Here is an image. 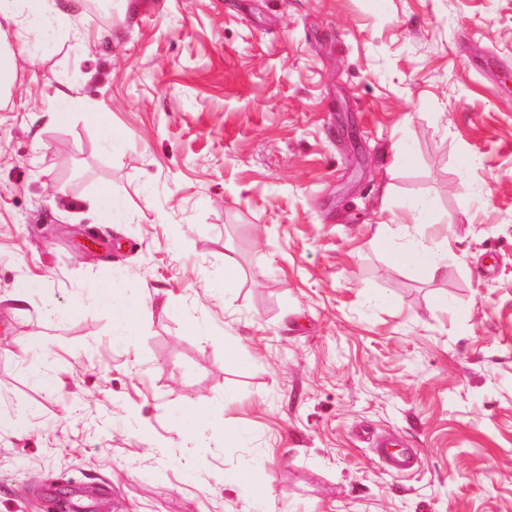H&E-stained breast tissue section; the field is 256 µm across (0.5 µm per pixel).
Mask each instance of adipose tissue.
Returning <instances> with one entry per match:
<instances>
[{
	"label": "adipose tissue",
	"mask_w": 512,
	"mask_h": 512,
	"mask_svg": "<svg viewBox=\"0 0 512 512\" xmlns=\"http://www.w3.org/2000/svg\"><path fill=\"white\" fill-rule=\"evenodd\" d=\"M85 0H0V19L12 23L31 42L45 37L81 41L78 19Z\"/></svg>",
	"instance_id": "obj_1"
}]
</instances>
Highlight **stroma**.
<instances>
[{
  "label": "stroma",
  "mask_w": 512,
  "mask_h": 512,
  "mask_svg": "<svg viewBox=\"0 0 512 512\" xmlns=\"http://www.w3.org/2000/svg\"><path fill=\"white\" fill-rule=\"evenodd\" d=\"M137 4L9 47L0 512H512V0ZM391 256L395 261L422 269L430 277L442 273V267L432 258L421 240H410L406 248L392 251ZM141 310V302L134 294L123 296L115 308V322L117 327L126 333L135 330L138 325V317ZM396 445L390 441H379L377 443L376 452L392 474L403 476L414 465L413 454L404 450H391Z\"/></svg>",
  "instance_id": "35a3bbf8"
}]
</instances>
